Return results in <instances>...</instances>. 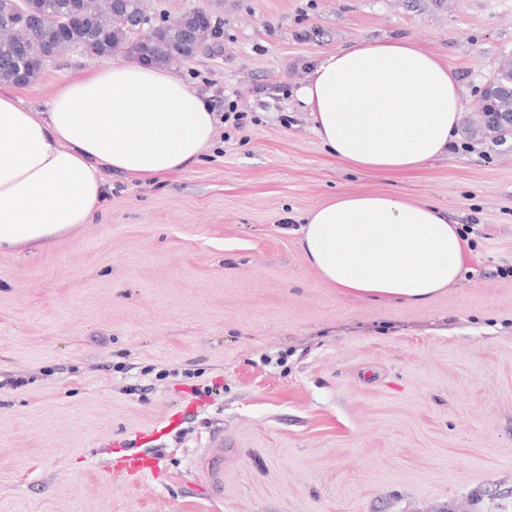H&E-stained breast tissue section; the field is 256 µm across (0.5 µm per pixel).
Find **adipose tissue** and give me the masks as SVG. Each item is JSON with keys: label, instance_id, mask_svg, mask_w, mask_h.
<instances>
[{"label": "adipose tissue", "instance_id": "ef3b65f1", "mask_svg": "<svg viewBox=\"0 0 512 512\" xmlns=\"http://www.w3.org/2000/svg\"><path fill=\"white\" fill-rule=\"evenodd\" d=\"M322 142L347 164L385 173L444 155L462 112L453 68L408 38L325 54L297 94ZM211 103L167 69L132 62L65 83L43 112L0 93V251L39 246L89 223L104 174L149 181L211 147ZM307 259L343 294L425 302L463 271L469 243L436 206L346 193L299 229Z\"/></svg>", "mask_w": 512, "mask_h": 512}]
</instances>
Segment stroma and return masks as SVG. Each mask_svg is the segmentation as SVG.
I'll return each mask as SVG.
<instances>
[{
  "instance_id": "35a3bbf8",
  "label": "stroma",
  "mask_w": 512,
  "mask_h": 512,
  "mask_svg": "<svg viewBox=\"0 0 512 512\" xmlns=\"http://www.w3.org/2000/svg\"><path fill=\"white\" fill-rule=\"evenodd\" d=\"M152 6L211 14L210 52L169 71L257 121L217 126L186 171L107 174L92 223L0 252V512H512V137L462 130L381 174L335 156L296 97L324 54L404 36L457 70L469 120L512 56V0ZM109 62L68 52L14 92L43 112ZM350 192L437 206L473 261L424 303L341 293L298 229ZM142 452L160 478L122 468Z\"/></svg>"
}]
</instances>
